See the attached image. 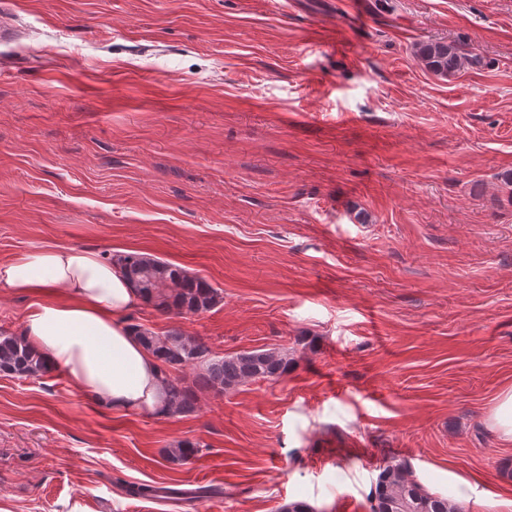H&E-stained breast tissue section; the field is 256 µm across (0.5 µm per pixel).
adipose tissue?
<instances>
[{"label": "adipose tissue", "mask_w": 512, "mask_h": 512, "mask_svg": "<svg viewBox=\"0 0 512 512\" xmlns=\"http://www.w3.org/2000/svg\"><path fill=\"white\" fill-rule=\"evenodd\" d=\"M0 288L36 295L26 340L99 406L165 413L158 362L126 323L143 299L110 260L45 246L0 264Z\"/></svg>", "instance_id": "1"}]
</instances>
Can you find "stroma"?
Segmentation results:
<instances>
[{
	"instance_id": "stroma-1",
	"label": "stroma",
	"mask_w": 512,
	"mask_h": 512,
	"mask_svg": "<svg viewBox=\"0 0 512 512\" xmlns=\"http://www.w3.org/2000/svg\"><path fill=\"white\" fill-rule=\"evenodd\" d=\"M12 0L0 262L137 251L218 288L128 323L287 353L189 415L0 375V512H371L380 467L512 512V0ZM458 46L442 79L418 43ZM191 460H167L180 441ZM149 484L159 497L128 489ZM489 423L501 441L512 443V387H507L500 393Z\"/></svg>"
}]
</instances>
